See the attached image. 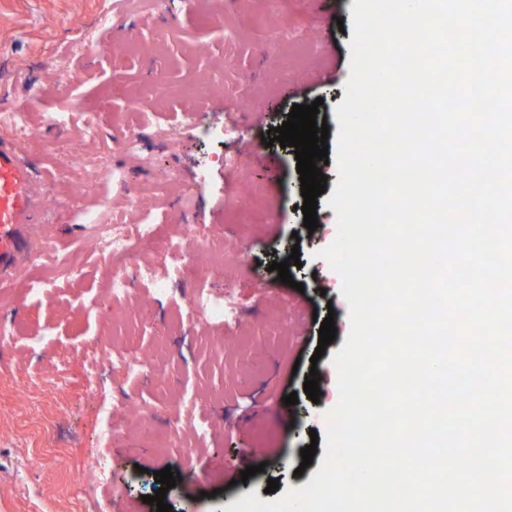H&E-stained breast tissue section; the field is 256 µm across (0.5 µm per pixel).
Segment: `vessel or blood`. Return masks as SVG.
Instances as JSON below:
<instances>
[{
  "instance_id": "b4317fda",
  "label": "vessel or blood",
  "mask_w": 512,
  "mask_h": 512,
  "mask_svg": "<svg viewBox=\"0 0 512 512\" xmlns=\"http://www.w3.org/2000/svg\"><path fill=\"white\" fill-rule=\"evenodd\" d=\"M32 167L0 139V288L10 287L32 224L42 213Z\"/></svg>"
}]
</instances>
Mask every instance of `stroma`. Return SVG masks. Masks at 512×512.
Wrapping results in <instances>:
<instances>
[{"mask_svg": "<svg viewBox=\"0 0 512 512\" xmlns=\"http://www.w3.org/2000/svg\"><path fill=\"white\" fill-rule=\"evenodd\" d=\"M0 0V111L28 104L35 135L16 141L20 157L38 170L45 203L29 234L30 249L56 244L84 264L82 280L54 277L35 293L16 284L0 291V512H84L77 483L95 470L107 476L106 512H157L156 471L179 480L168 490L173 512H223L244 496L307 485L322 460L302 467L301 448L324 435L326 412L339 399L331 359L350 331L341 279L320 257L337 232L326 201L338 166H322L319 226L303 225L300 176L293 147L263 142L293 106L323 99L328 145L345 98L353 35V0ZM208 75L201 98L188 95L193 78ZM167 91L144 112L131 109L154 82ZM111 103V119L86 151L107 166L79 207L69 184L81 174L44 151L62 134L49 115L76 116ZM137 131L135 150L125 147ZM265 201L250 224L239 206L253 193ZM143 196L144 206L133 202ZM123 211L198 239L225 240L246 250L248 270L233 280L232 313L199 319L185 295L208 282L196 275L171 281L167 292L132 282L116 298L111 274L86 242L93 220ZM293 285L280 282L272 262L288 260ZM333 316L336 338L311 363L321 321ZM152 365L148 379L116 372L97 397L81 395L87 352L105 342ZM321 376L319 400L303 383ZM298 402L285 406L284 397ZM122 398L133 425L102 436L100 406ZM262 473L238 483L246 464Z\"/></svg>", "mask_w": 512, "mask_h": 512, "instance_id": "obj_1", "label": "stroma"}]
</instances>
